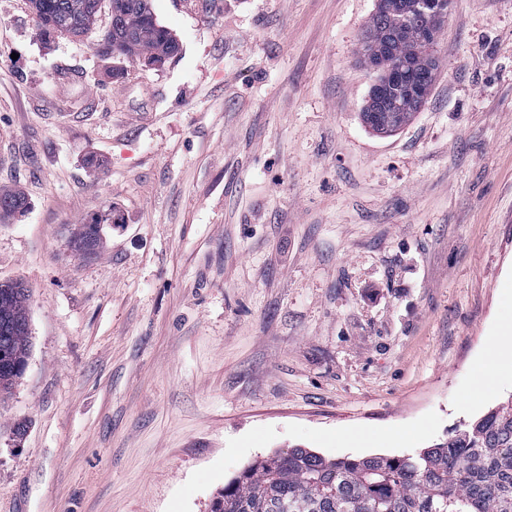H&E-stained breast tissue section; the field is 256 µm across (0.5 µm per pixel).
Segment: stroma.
I'll use <instances>...</instances> for the list:
<instances>
[{
  "mask_svg": "<svg viewBox=\"0 0 512 512\" xmlns=\"http://www.w3.org/2000/svg\"><path fill=\"white\" fill-rule=\"evenodd\" d=\"M151 4L159 67L98 54L108 11L46 40L0 0V186L29 203L0 281L32 337L0 512H208L258 457L412 454L511 398L512 0H452L389 135L360 118L377 0ZM101 221L92 220L89 224H82L71 238L73 250L84 257L95 256L102 245Z\"/></svg>",
  "mask_w": 512,
  "mask_h": 512,
  "instance_id": "stroma-1",
  "label": "stroma"
}]
</instances>
